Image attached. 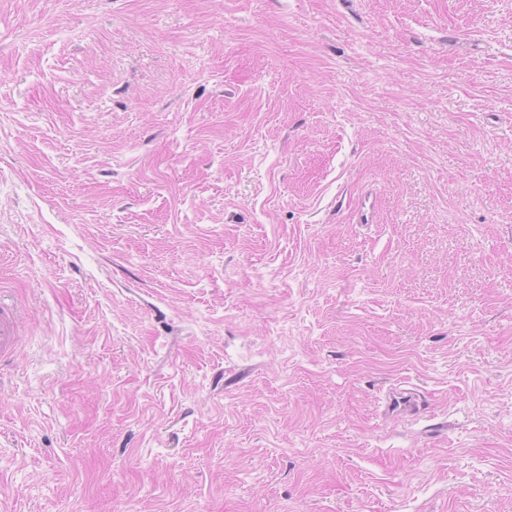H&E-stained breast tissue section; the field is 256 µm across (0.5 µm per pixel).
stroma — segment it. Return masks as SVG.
Returning a JSON list of instances; mask_svg holds the SVG:
<instances>
[{"mask_svg":"<svg viewBox=\"0 0 512 512\" xmlns=\"http://www.w3.org/2000/svg\"><path fill=\"white\" fill-rule=\"evenodd\" d=\"M0 294V512H512V0H0ZM19 315L16 309L0 299V358L11 355L20 340Z\"/></svg>","mask_w":512,"mask_h":512,"instance_id":"obj_1","label":"stroma"}]
</instances>
